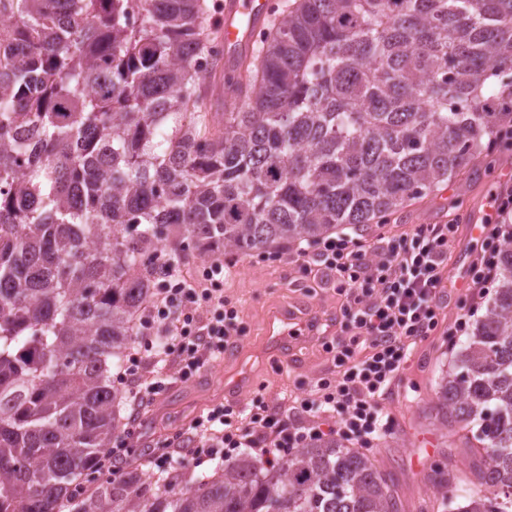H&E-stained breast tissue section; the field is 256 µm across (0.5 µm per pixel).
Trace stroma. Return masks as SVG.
Returning a JSON list of instances; mask_svg holds the SVG:
<instances>
[{
  "instance_id": "stroma-1",
  "label": "stroma",
  "mask_w": 512,
  "mask_h": 512,
  "mask_svg": "<svg viewBox=\"0 0 512 512\" xmlns=\"http://www.w3.org/2000/svg\"><path fill=\"white\" fill-rule=\"evenodd\" d=\"M507 171L512 173V149L495 147L474 170L411 201L389 224H372L353 236L370 251L379 237L402 235L417 224H445L464 213L496 221V213L485 209L486 200ZM295 251V246L286 245L261 255H234L235 266L224 276V295L239 310L242 337L229 345L223 359L206 364L192 379L171 378L156 401H135L127 422L136 435L135 452L144 462V475L160 474L148 464L157 448L169 446L180 458L197 445L194 421L223 403L224 380L241 367L249 369V384L238 405L259 399L278 413L312 393L317 380L331 374L325 346L340 335L344 298L321 267L306 269L296 262ZM461 294L455 287L445 289L440 326L417 345L402 377L382 398L394 427L365 450L389 478L400 512H450L447 496L461 500L480 489L470 432L457 425L443 427L435 418L439 384L453 369L462 342L461 337L448 335L460 314ZM281 314L293 316L301 331L289 339L287 355H271L265 351L268 325Z\"/></svg>"
}]
</instances>
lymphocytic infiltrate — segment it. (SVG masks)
I'll list each match as a JSON object with an SVG mask.
<instances>
[{
  "mask_svg": "<svg viewBox=\"0 0 512 512\" xmlns=\"http://www.w3.org/2000/svg\"><path fill=\"white\" fill-rule=\"evenodd\" d=\"M499 222L486 225L480 251L470 267V300L482 298L499 269L500 242L512 237V189L496 200ZM459 227L455 224H418L411 232L366 254L349 234L322 240L316 253L299 248L296 260L307 264L317 257L346 296L341 328L343 341L333 349L334 376L319 379L314 395L301 399L303 412L331 421L342 439L368 446L389 433L393 419L379 402L381 395L403 374L411 347L438 327L441 295L449 280L448 252ZM224 260L211 259L202 275L184 272L164 260L169 285L157 295L143 324L144 348L128 358L127 374L140 363L156 365L158 372L146 385L159 395L165 383L159 372L168 354L180 358L182 378H189L205 363L223 355L242 329L236 307L224 297ZM169 336L155 347L154 333ZM199 444L192 459L231 455L252 449L264 462L285 458L290 449L316 439L320 429L301 430L268 413L255 403L242 408L219 405L194 423Z\"/></svg>",
  "mask_w": 512,
  "mask_h": 512,
  "instance_id": "obj_1",
  "label": "lymphocytic infiltrate"
}]
</instances>
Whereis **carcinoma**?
<instances>
[{
	"instance_id": "1",
	"label": "carcinoma",
	"mask_w": 512,
	"mask_h": 512,
	"mask_svg": "<svg viewBox=\"0 0 512 512\" xmlns=\"http://www.w3.org/2000/svg\"><path fill=\"white\" fill-rule=\"evenodd\" d=\"M0 512H399L334 438L259 465L103 481L112 380L159 256L315 244L387 224L512 124V0H292L240 67L214 0H0ZM235 87L212 102V77ZM437 393L512 512V240Z\"/></svg>"
}]
</instances>
